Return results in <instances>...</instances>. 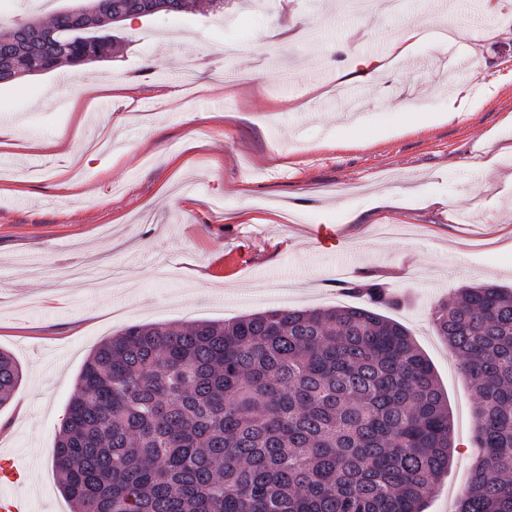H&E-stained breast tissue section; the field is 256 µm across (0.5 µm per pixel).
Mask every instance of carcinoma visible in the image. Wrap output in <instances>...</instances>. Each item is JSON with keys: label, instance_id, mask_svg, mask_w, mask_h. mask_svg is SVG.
I'll return each instance as SVG.
<instances>
[{"label": "carcinoma", "instance_id": "1", "mask_svg": "<svg viewBox=\"0 0 512 512\" xmlns=\"http://www.w3.org/2000/svg\"><path fill=\"white\" fill-rule=\"evenodd\" d=\"M191 13L196 0H112L29 25L58 29L46 71L86 67L119 14ZM0 25V67L27 58ZM366 305L234 320L132 324L87 357L60 423L54 467L71 512H422L448 472V398L400 299L355 279ZM476 395L471 484L456 512H512V289L465 286L433 312ZM22 380L0 350V407Z\"/></svg>", "mask_w": 512, "mask_h": 512}]
</instances>
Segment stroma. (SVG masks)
<instances>
[{
    "instance_id": "stroma-1",
    "label": "stroma",
    "mask_w": 512,
    "mask_h": 512,
    "mask_svg": "<svg viewBox=\"0 0 512 512\" xmlns=\"http://www.w3.org/2000/svg\"><path fill=\"white\" fill-rule=\"evenodd\" d=\"M224 0L119 26L112 59L0 86V348L23 379L0 409V452L27 468L32 512H70L53 453L89 353L131 323L222 321L288 305L354 304L338 272L400 295L406 326L448 394L454 450L425 512L470 485L476 398L430 313L475 282L512 284V0ZM461 29L397 61L394 76L338 83L385 58L408 25ZM496 27L491 44L482 33ZM472 111L441 123L449 94ZM80 109H66L68 99ZM427 105L417 131L394 101ZM68 132V144L53 140ZM93 150L102 170L65 198L55 173ZM188 154L177 173L168 159ZM497 156L494 170L477 160ZM336 229L327 243L313 228Z\"/></svg>"
}]
</instances>
